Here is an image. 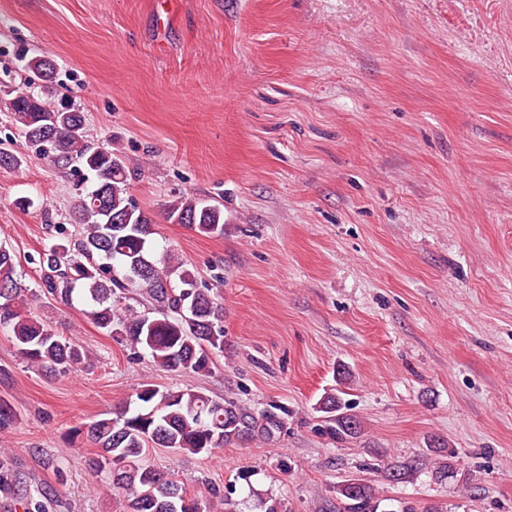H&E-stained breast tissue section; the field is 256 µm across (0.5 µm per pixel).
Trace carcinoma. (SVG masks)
<instances>
[{
    "label": "carcinoma",
    "instance_id": "cac0c4a2",
    "mask_svg": "<svg viewBox=\"0 0 512 512\" xmlns=\"http://www.w3.org/2000/svg\"><path fill=\"white\" fill-rule=\"evenodd\" d=\"M28 67L41 74V95L20 93L7 111L26 142L54 166L81 165L88 174L79 183L73 206L80 226L76 239H66L40 259V284L32 290L18 281L14 255L0 246V326L12 332L19 357L30 368L59 376L78 370L86 355L71 339L59 335L30 312L29 302L50 296L70 305L78 295L83 314L106 335L137 354L147 353L159 367L179 374H207L224 353V307L209 288L198 287L196 275L172 250L152 247L154 224L130 194L131 172L125 158L87 140L85 116L52 100L53 59L36 56ZM168 221L210 237L224 234V211L192 195L166 205ZM136 290L153 311L125 304ZM318 410L325 414L327 434L343 441L360 433L359 422L342 412L334 393L324 394ZM17 419L12 405L0 396V432ZM281 427L272 413L255 414L235 401L215 398L189 387L161 389L143 383L134 398L117 412L102 413L86 424L98 451L89 459L107 473L112 489L122 494L124 512H237L227 495L187 494L171 474L147 457L149 448L211 457L224 446L253 437L269 439ZM343 512H378L373 486L344 480L334 488ZM0 493L5 500L21 498L23 512H48L31 495H19L11 460L0 457Z\"/></svg>",
    "mask_w": 512,
    "mask_h": 512
}]
</instances>
